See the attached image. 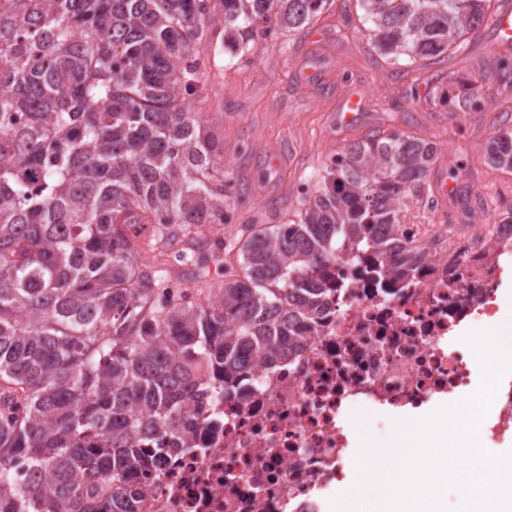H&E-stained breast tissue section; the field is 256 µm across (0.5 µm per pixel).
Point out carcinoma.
Listing matches in <instances>:
<instances>
[{"instance_id": "1", "label": "carcinoma", "mask_w": 512, "mask_h": 512, "mask_svg": "<svg viewBox=\"0 0 512 512\" xmlns=\"http://www.w3.org/2000/svg\"><path fill=\"white\" fill-rule=\"evenodd\" d=\"M386 56L434 59L490 20V0H358ZM328 0H14L0 12V512H135L192 396L273 366L324 312L344 256L376 288L418 274L397 235L432 144L373 133L326 168L296 224L246 240L243 273L206 301L170 291L132 237L204 269L200 228L224 223V141L184 104L202 43L232 50L296 29ZM448 78L446 98L476 103ZM512 169V131L485 147ZM153 447L146 448L144 444Z\"/></svg>"}]
</instances>
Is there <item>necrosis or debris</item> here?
I'll use <instances>...</instances> for the list:
<instances>
[{
  "label": "necrosis or debris",
  "mask_w": 512,
  "mask_h": 512,
  "mask_svg": "<svg viewBox=\"0 0 512 512\" xmlns=\"http://www.w3.org/2000/svg\"><path fill=\"white\" fill-rule=\"evenodd\" d=\"M422 274L382 291L337 260L340 284L277 366L234 393L191 405V445L142 479L137 512H332L336 487L361 458L341 424L359 408L389 414L455 401L477 363L463 336L499 312L507 224H405Z\"/></svg>",
  "instance_id": "obj_1"
}]
</instances>
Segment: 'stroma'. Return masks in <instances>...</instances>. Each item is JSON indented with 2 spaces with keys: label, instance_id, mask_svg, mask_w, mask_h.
<instances>
[{
  "label": "stroma",
  "instance_id": "1",
  "mask_svg": "<svg viewBox=\"0 0 512 512\" xmlns=\"http://www.w3.org/2000/svg\"><path fill=\"white\" fill-rule=\"evenodd\" d=\"M503 56L512 59V43L503 42L487 22L466 49L441 60L387 57L376 48L373 26L358 0H333L295 30H258L239 54L215 36L202 58L206 89L188 103L224 139L229 220L202 231L222 247L223 273L240 271L239 248L253 230L298 222L304 198L317 189L331 159L377 132H399L437 148L425 193L407 200L402 223H435L439 212L456 211L459 188L477 192L482 178L493 184L495 196L478 223L505 218L512 210V172L483 158L486 142L512 128V85L493 81ZM452 77L477 84L479 106L462 107L441 97ZM352 94L362 107L347 124L342 109ZM348 422L367 441V460L393 446L395 416L355 410Z\"/></svg>",
  "mask_w": 512,
  "mask_h": 512
}]
</instances>
